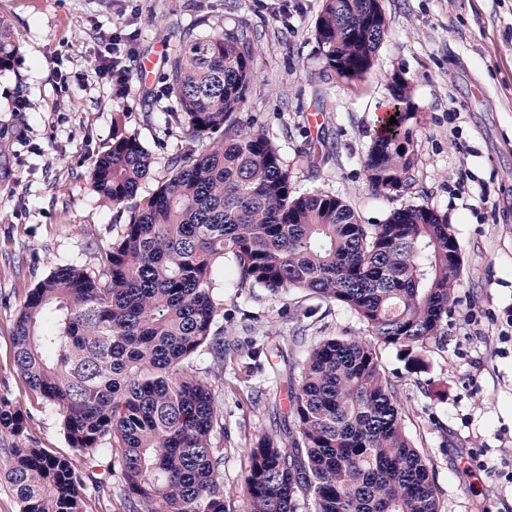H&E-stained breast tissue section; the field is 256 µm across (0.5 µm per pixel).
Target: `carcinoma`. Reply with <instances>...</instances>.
<instances>
[{
    "label": "carcinoma",
    "instance_id": "cac0c4a2",
    "mask_svg": "<svg viewBox=\"0 0 512 512\" xmlns=\"http://www.w3.org/2000/svg\"><path fill=\"white\" fill-rule=\"evenodd\" d=\"M323 0L315 39L328 72L353 80L386 36L383 4ZM261 46L250 31L188 30L168 59L173 118L194 146L139 195L152 156L118 116L95 162L100 203L127 213L118 237L96 245L98 267L68 264L32 288L12 336L28 387L55 407L81 466L41 448L24 414L0 397L3 477L20 512H86L88 480L119 469L129 512H226L224 383L213 368L238 351L214 328L218 280L237 290H299L358 316L412 370L440 341L458 274L448 271V225L424 206L361 224L333 194H299L273 141L244 124ZM17 46L0 16V73ZM404 83L364 160L373 191L410 189L415 159ZM210 355L212 367L195 357ZM290 421L249 451L240 512H441L429 463L401 421L375 347L328 338L308 353L290 392ZM120 450L112 462V449ZM102 477L96 478V470Z\"/></svg>",
    "mask_w": 512,
    "mask_h": 512
}]
</instances>
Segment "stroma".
I'll list each match as a JSON object with an SVG mask.
<instances>
[{"instance_id": "obj_1", "label": "stroma", "mask_w": 512, "mask_h": 512, "mask_svg": "<svg viewBox=\"0 0 512 512\" xmlns=\"http://www.w3.org/2000/svg\"><path fill=\"white\" fill-rule=\"evenodd\" d=\"M322 0H0L19 52L0 73V397L25 415L40 447L73 457L56 408L13 365L27 293L56 267H95L96 244L122 229L92 187L95 159L123 115L152 155L143 191L189 146L171 117L167 59L196 23L261 37L244 123L278 146L299 191L343 199L363 224L409 205L444 215L461 258L442 346L409 372L377 344L405 431L429 461L441 512H512V0H384L387 35L357 80L324 73L314 23ZM150 72H143L144 62ZM415 116L416 183L382 197L364 157L390 84ZM28 107L17 111L18 100ZM320 115L311 123V115ZM241 352L224 361V492L240 506L258 438L289 411L290 378L321 340L367 336L349 310L293 290L224 289L216 322Z\"/></svg>"}]
</instances>
